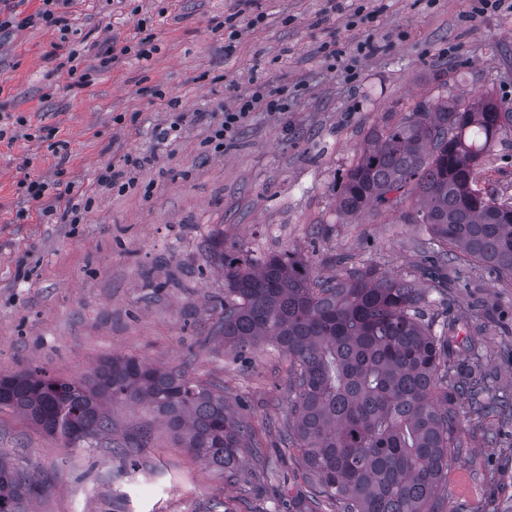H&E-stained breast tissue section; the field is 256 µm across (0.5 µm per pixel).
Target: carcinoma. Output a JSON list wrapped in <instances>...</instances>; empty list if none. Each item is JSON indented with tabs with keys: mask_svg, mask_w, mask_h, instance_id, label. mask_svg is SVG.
<instances>
[{
	"mask_svg": "<svg viewBox=\"0 0 512 512\" xmlns=\"http://www.w3.org/2000/svg\"><path fill=\"white\" fill-rule=\"evenodd\" d=\"M512 130V111L483 96L467 104L418 109L374 131L336 198L345 215L394 206L408 188L407 214L430 233L434 265L464 262L512 279V206L478 198L474 176L493 142ZM224 272V299L208 337L232 347L270 338L288 356V421L283 443L300 450L310 487L302 512L322 503L336 512H445L440 495L448 458L469 443L460 435L459 400L476 417L511 416L512 396L497 394L480 369H456L461 348L448 325L423 319L427 289L415 275L375 265L342 280H320L290 255L255 258L210 244ZM192 362L165 368L112 356L91 373L64 378L30 368L0 376V410L28 418L71 448H108L125 459L151 432L113 437L112 410L146 409L196 458L240 487L273 465L251 428L226 404L224 388L190 374ZM254 467H240V450ZM40 491L28 470L0 457V512H31Z\"/></svg>",
	"mask_w": 512,
	"mask_h": 512,
	"instance_id": "carcinoma-1",
	"label": "carcinoma"
}]
</instances>
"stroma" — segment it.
<instances>
[{
  "label": "stroma",
  "instance_id": "1",
  "mask_svg": "<svg viewBox=\"0 0 512 512\" xmlns=\"http://www.w3.org/2000/svg\"><path fill=\"white\" fill-rule=\"evenodd\" d=\"M84 82L60 69L57 29L0 33V116L26 117L0 141V375L41 367L79 377L116 354L224 387L274 462L246 493L192 457L162 426L122 461L67 448L23 415L0 411V456L30 469L37 512H290L306 498L301 456L284 447L288 358L262 340L236 352L208 339L224 276L208 246L254 257L294 253L313 274L372 264L393 275L429 265L410 202L344 216L336 195L372 130L423 102L486 95L512 107V0H72ZM147 39L150 60L106 68L111 43ZM366 52H358L359 44ZM264 101L224 148L212 131L238 98ZM177 99L168 108V99ZM180 120L176 139L160 129ZM67 152H55L56 142ZM143 160L118 192L107 169ZM91 198L78 224L40 220L20 183ZM476 185L512 205V132L494 142ZM431 291L426 319L477 338L474 365L512 394V280L464 264ZM470 446L448 461L449 512H512V420L462 414Z\"/></svg>",
  "mask_w": 512,
  "mask_h": 512
}]
</instances>
